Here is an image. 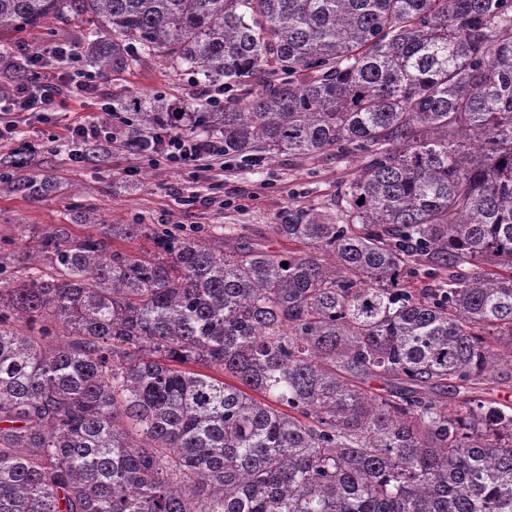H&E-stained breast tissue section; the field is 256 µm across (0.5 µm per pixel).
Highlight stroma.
I'll list each match as a JSON object with an SVG mask.
<instances>
[{
	"label": "stroma",
	"instance_id": "stroma-1",
	"mask_svg": "<svg viewBox=\"0 0 512 512\" xmlns=\"http://www.w3.org/2000/svg\"><path fill=\"white\" fill-rule=\"evenodd\" d=\"M81 30L75 18H59L0 35V51L22 45L48 48L57 43L74 44ZM105 90L115 96L150 94L179 107L202 102L192 74L152 61L113 75ZM104 117L97 99L70 100L48 122L24 127L19 138L31 142L32 151L17 153L9 146L0 148V175L14 179L37 175L48 181L46 192L38 199L21 191L0 195V241L21 245L32 231L62 226L82 235L84 226L75 222V210L81 207L102 217L98 230L105 234L115 224H180L191 234L202 225L232 224L246 240L284 252L288 242L269 234L268 225L281 223L292 208L335 203L341 182L356 170L355 163L330 157L283 155L254 167L233 161L228 169L199 176L154 167L142 160L136 173L129 176L124 172L125 155L106 142L91 147L85 163L66 167L68 146L59 137L62 129L80 119ZM218 183L223 184L229 200L224 207L210 201Z\"/></svg>",
	"mask_w": 512,
	"mask_h": 512
}]
</instances>
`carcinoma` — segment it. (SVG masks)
I'll use <instances>...</instances> for the list:
<instances>
[{
	"label": "carcinoma",
	"mask_w": 512,
	"mask_h": 512,
	"mask_svg": "<svg viewBox=\"0 0 512 512\" xmlns=\"http://www.w3.org/2000/svg\"><path fill=\"white\" fill-rule=\"evenodd\" d=\"M68 15L102 72L241 90L131 94L137 131L358 165L286 253L0 250V512H512V0H0V34Z\"/></svg>",
	"instance_id": "obj_1"
}]
</instances>
